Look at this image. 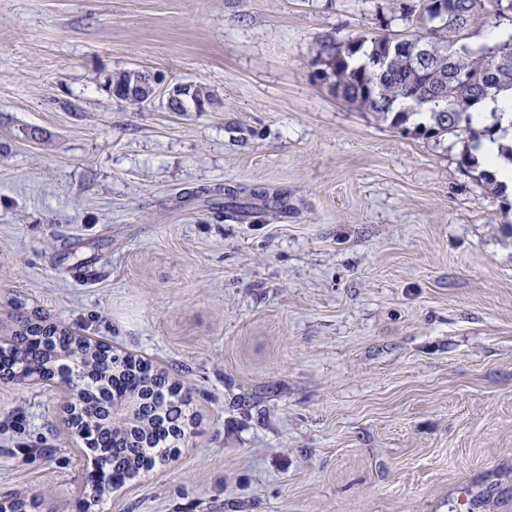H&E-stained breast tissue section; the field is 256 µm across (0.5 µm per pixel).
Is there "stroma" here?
Returning <instances> with one entry per match:
<instances>
[{"label": "stroma", "instance_id": "stroma-1", "mask_svg": "<svg viewBox=\"0 0 512 512\" xmlns=\"http://www.w3.org/2000/svg\"><path fill=\"white\" fill-rule=\"evenodd\" d=\"M388 0H0L15 301L188 387L192 436L94 496L68 393L0 383L31 512H512V210L313 78ZM137 67L208 111L113 99ZM250 212L219 213L223 189ZM266 189L255 198L251 189Z\"/></svg>", "mask_w": 512, "mask_h": 512}]
</instances>
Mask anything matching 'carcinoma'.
I'll return each instance as SVG.
<instances>
[{
	"label": "carcinoma",
	"instance_id": "cac0c4a2",
	"mask_svg": "<svg viewBox=\"0 0 512 512\" xmlns=\"http://www.w3.org/2000/svg\"><path fill=\"white\" fill-rule=\"evenodd\" d=\"M435 2L392 0L389 13H376L384 35L370 41L352 36L323 42L316 57L317 78L358 108L391 118L395 127L406 126L414 115H425V121L414 124L411 133L426 139L457 138L462 143L460 167L478 171L480 183L500 194L502 187L494 175L478 170L474 151L481 139L491 138L501 129L495 124L472 127L470 110L502 91L500 82L512 88V0H453L455 14L431 33L426 18ZM398 20L415 28V34L406 39L386 34ZM480 26L494 27L506 33V38L491 45L466 43L468 31ZM392 40L409 45L426 42L433 52L425 63L401 51L380 60L379 48ZM222 210L229 218L243 217L246 207L238 201V194L229 190ZM14 312V344L0 352V375L8 376L21 360L30 373L68 385L69 373L58 361L61 352L78 353L92 365L79 404L85 412L97 411L94 451L106 460L103 481L120 486L167 455L166 448L156 454L147 448L178 438L190 401L166 371L131 356L125 360L112 357L108 345L76 336L58 325L53 330L45 328L42 320L46 316L28 310L22 301L15 302ZM113 397L131 403L133 422L108 418L106 407Z\"/></svg>",
	"mask_w": 512,
	"mask_h": 512
}]
</instances>
